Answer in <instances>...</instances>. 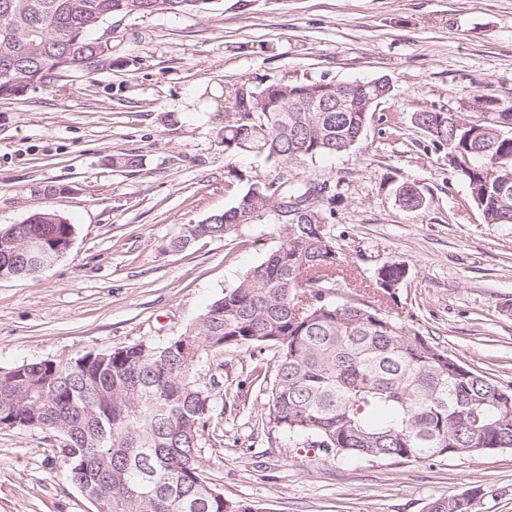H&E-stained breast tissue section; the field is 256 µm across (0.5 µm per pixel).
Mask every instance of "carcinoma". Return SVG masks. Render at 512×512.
I'll list each match as a JSON object with an SVG mask.
<instances>
[{
    "label": "carcinoma",
    "instance_id": "cac0c4a2",
    "mask_svg": "<svg viewBox=\"0 0 512 512\" xmlns=\"http://www.w3.org/2000/svg\"><path fill=\"white\" fill-rule=\"evenodd\" d=\"M216 0H0V98L27 82L53 85L66 60L84 62L115 16L206 12ZM234 90L219 136L226 153L301 165L345 153L362 138L372 107L388 98L378 79L347 101L326 81L268 82ZM483 119L459 127L451 112L413 113L414 125L448 145L449 166L468 183L486 224H512V105L482 97ZM261 174L247 180L232 208L184 224L175 250L202 238L227 240L243 224H273L275 248L216 299L184 335L156 346L135 343L88 352L66 363L40 361L0 370V427L54 432L70 443L68 477L93 512H256L228 498L206 475L202 433L214 387L196 379L203 357L229 345L273 352L255 367L269 421L304 448L371 461L475 456L512 449V387L462 365L411 323L377 305L332 301L343 260L326 224L337 186ZM403 207L423 206L417 189L399 190ZM286 204L296 221L276 219ZM74 225L51 210L30 214L16 236L66 253ZM0 247V279L26 267ZM379 271L391 282L406 265ZM470 492L435 501L437 512H470Z\"/></svg>",
    "mask_w": 512,
    "mask_h": 512
}]
</instances>
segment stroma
<instances>
[{"instance_id": "1", "label": "stroma", "mask_w": 512, "mask_h": 512, "mask_svg": "<svg viewBox=\"0 0 512 512\" xmlns=\"http://www.w3.org/2000/svg\"><path fill=\"white\" fill-rule=\"evenodd\" d=\"M388 79L346 153L301 166L228 154L217 134L237 85ZM512 102V0H217L205 13L112 20V63L0 100V230L50 209L72 244L36 278L0 280V367L67 361L181 336L277 241L272 224L180 251L182 225L235 206L261 174L339 184L328 229L351 277L336 300L376 297L377 268L408 273L383 307L449 356L512 385V224L485 223L448 149L412 123L423 110L475 121L469 98ZM138 156L133 169L117 158ZM424 199L398 201L402 184ZM48 185L63 194L45 196ZM270 351L226 348L202 438L205 471L260 512H426L474 491L472 512H512V450L372 462L295 447L270 423L254 368ZM61 439L0 428V512H92L69 481Z\"/></svg>"}]
</instances>
